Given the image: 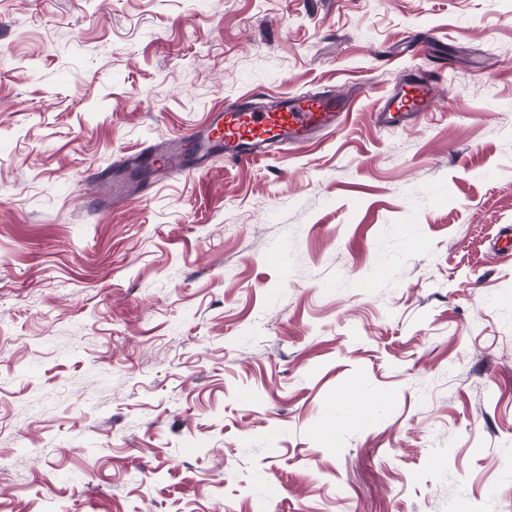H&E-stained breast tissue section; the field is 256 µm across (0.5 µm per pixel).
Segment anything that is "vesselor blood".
<instances>
[{
  "label": "vessel or blood",
  "instance_id": "obj_1",
  "mask_svg": "<svg viewBox=\"0 0 512 512\" xmlns=\"http://www.w3.org/2000/svg\"><path fill=\"white\" fill-rule=\"evenodd\" d=\"M437 101L434 79L412 73L375 119L383 127L406 128L421 113L434 109ZM353 106V97L322 92L282 95L262 108L237 105L216 111L206 124L178 138L174 147L150 152L148 169L163 180L197 171L201 158L218 150L226 159L243 164L265 157L274 146L299 149L318 135L335 132Z\"/></svg>",
  "mask_w": 512,
  "mask_h": 512
}]
</instances>
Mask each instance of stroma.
Listing matches in <instances>:
<instances>
[{
	"label": "stroma",
	"instance_id": "stroma-1",
	"mask_svg": "<svg viewBox=\"0 0 512 512\" xmlns=\"http://www.w3.org/2000/svg\"><path fill=\"white\" fill-rule=\"evenodd\" d=\"M326 87L305 148L90 177ZM508 225L512 0H0V512H512ZM436 81L422 74H409L400 88L375 113L376 123L382 127L411 126L422 112L437 105Z\"/></svg>",
	"mask_w": 512,
	"mask_h": 512
}]
</instances>
